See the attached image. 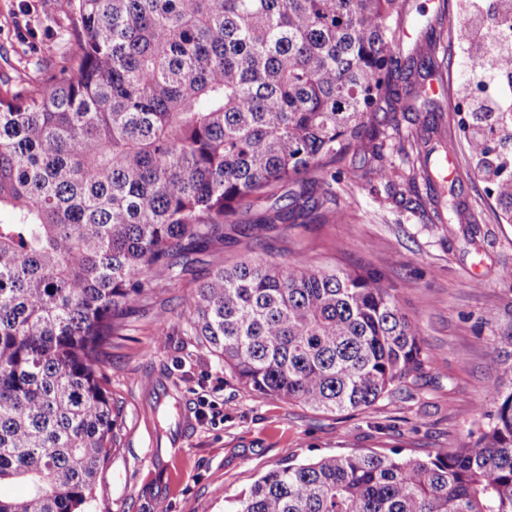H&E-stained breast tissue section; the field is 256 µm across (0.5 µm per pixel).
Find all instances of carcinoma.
I'll list each match as a JSON object with an SVG mask.
<instances>
[{"label":"carcinoma","instance_id":"obj_1","mask_svg":"<svg viewBox=\"0 0 512 512\" xmlns=\"http://www.w3.org/2000/svg\"><path fill=\"white\" fill-rule=\"evenodd\" d=\"M73 2L81 49L50 86L0 96V512H84L117 442L112 337L179 258L254 208L253 229L312 223L365 141L393 199L439 163L420 150L406 175L377 142L394 76L422 66L404 110L428 102L432 53L398 47L406 0ZM501 2L487 33L512 23ZM459 123L512 224V112ZM181 307L238 384L317 411L367 412L436 361L373 273L218 259ZM490 369L458 447L290 461L232 512H512V333Z\"/></svg>","mask_w":512,"mask_h":512}]
</instances>
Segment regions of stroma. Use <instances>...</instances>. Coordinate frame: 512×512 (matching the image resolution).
I'll list each match as a JSON object with an SVG mask.
<instances>
[{
  "instance_id": "stroma-1",
  "label": "stroma",
  "mask_w": 512,
  "mask_h": 512,
  "mask_svg": "<svg viewBox=\"0 0 512 512\" xmlns=\"http://www.w3.org/2000/svg\"><path fill=\"white\" fill-rule=\"evenodd\" d=\"M74 21L73 0H0L1 96L49 82L72 48ZM465 21L459 0H410L403 24L410 37L400 43L408 54L417 40L436 42L434 78L442 89L432 97L439 130L430 143L453 158L448 182L458 216L440 223L435 214L444 205L426 189L400 205L372 176L352 178L364 158L358 151L341 162L343 174L330 186L341 219L256 232L228 224L223 241L188 254L176 285L132 307L112 339L118 442L86 512H230L259 475L291 460L392 449L422 459L464 440L489 402L496 340L512 331V226L488 197L459 126L460 113L472 109L460 87L480 78L457 40ZM378 108L395 117L383 138L386 158L407 169L416 124L394 97L381 98ZM217 253L229 265L263 260L377 274L437 361L417 385L366 413L259 397L201 346L181 315L183 289L208 277ZM204 402L215 406V418L198 419ZM184 412L195 418L188 430L178 425Z\"/></svg>"
}]
</instances>
